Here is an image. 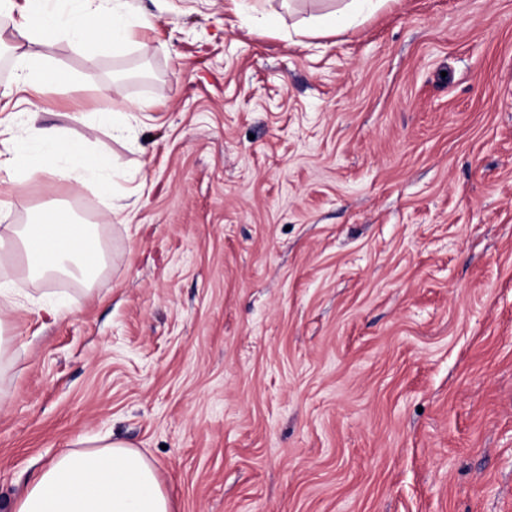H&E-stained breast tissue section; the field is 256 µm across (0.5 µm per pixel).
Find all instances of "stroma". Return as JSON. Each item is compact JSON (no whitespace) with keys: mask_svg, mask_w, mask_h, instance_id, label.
I'll return each mask as SVG.
<instances>
[{"mask_svg":"<svg viewBox=\"0 0 512 512\" xmlns=\"http://www.w3.org/2000/svg\"><path fill=\"white\" fill-rule=\"evenodd\" d=\"M113 53L60 38L24 112L107 153L34 207L96 225L94 278L0 315V512L83 437L142 450L171 512H512V0H124ZM120 81L138 111L112 110ZM69 310L49 317L50 302ZM343 6L335 11L312 16L303 24L304 33H331L341 27L346 21L356 19L365 7L372 1L385 2L386 0H342Z\"/></svg>","mask_w":512,"mask_h":512,"instance_id":"1","label":"stroma"}]
</instances>
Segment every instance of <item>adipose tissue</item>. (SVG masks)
Masks as SVG:
<instances>
[{
    "label": "adipose tissue",
    "mask_w": 512,
    "mask_h": 512,
    "mask_svg": "<svg viewBox=\"0 0 512 512\" xmlns=\"http://www.w3.org/2000/svg\"><path fill=\"white\" fill-rule=\"evenodd\" d=\"M0 15L14 17V55L20 85L34 89L55 82L59 72L44 61L41 46L68 35L81 45L106 38L113 51L124 50L134 28L149 25L148 16L128 13L120 0H0ZM37 133V147L14 141L0 169H7L17 188L0 198V212L24 206L20 184L38 176L65 179L82 187L97 182L111 195L107 156L86 152L58 128L44 124L36 110L26 114ZM19 252L27 274L49 278L69 267L87 272L101 269L105 256L89 229L54 205L44 206L35 219L0 228V252ZM14 512H171L156 471L140 451L120 442H100L90 451L65 450L34 478Z\"/></svg>",
    "instance_id": "adipose-tissue-1"
}]
</instances>
